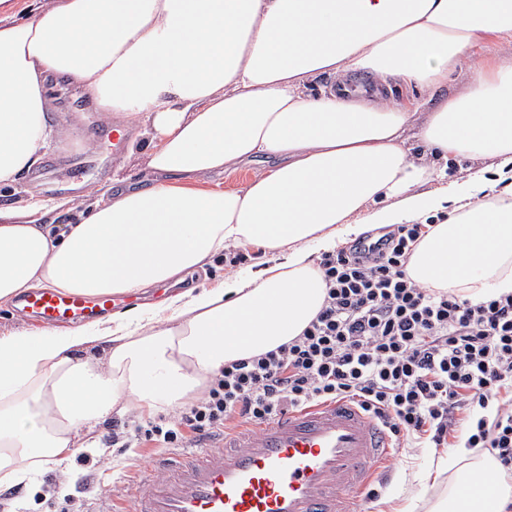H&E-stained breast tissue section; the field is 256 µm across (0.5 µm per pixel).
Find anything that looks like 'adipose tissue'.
Returning <instances> with one entry per match:
<instances>
[{
    "instance_id": "ef3b65f1",
    "label": "adipose tissue",
    "mask_w": 512,
    "mask_h": 512,
    "mask_svg": "<svg viewBox=\"0 0 512 512\" xmlns=\"http://www.w3.org/2000/svg\"><path fill=\"white\" fill-rule=\"evenodd\" d=\"M0 0V190L51 146L45 86L91 99L104 124L148 138L147 186L92 187L66 200L74 221L42 223L57 202L29 194L0 208V305L32 291L138 294L233 245L259 246L253 272L61 332L0 336V480L20 482L91 446L113 412L137 402L173 412L225 364L288 343L326 294L313 255L372 224H422L407 274L472 303L512 292V64L474 62L512 41V0H56L19 18ZM466 67L462 92L428 107L423 91ZM322 76L335 84L319 95ZM419 98L385 99L389 81ZM494 160L497 176H461L413 157ZM270 158L243 185L190 179ZM489 454L452 448L422 480L452 484L433 512H503L507 477Z\"/></svg>"
}]
</instances>
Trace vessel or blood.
I'll use <instances>...</instances> for the list:
<instances>
[{
  "instance_id": "obj_1",
  "label": "vessel or blood",
  "mask_w": 512,
  "mask_h": 512,
  "mask_svg": "<svg viewBox=\"0 0 512 512\" xmlns=\"http://www.w3.org/2000/svg\"><path fill=\"white\" fill-rule=\"evenodd\" d=\"M120 302L38 291L18 309L27 321L67 327ZM391 453L389 436L357 402L328 401L227 433L218 451L157 457L124 499L129 512H364L370 480Z\"/></svg>"
}]
</instances>
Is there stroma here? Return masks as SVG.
Instances as JSON below:
<instances>
[{
  "label": "stroma",
  "mask_w": 512,
  "mask_h": 512,
  "mask_svg": "<svg viewBox=\"0 0 512 512\" xmlns=\"http://www.w3.org/2000/svg\"><path fill=\"white\" fill-rule=\"evenodd\" d=\"M51 96L47 123L54 131L55 145L38 169L22 180L14 194L0 196V207L18 204L32 189L61 200L79 197L91 186H111L116 178L135 183L144 177L142 158L115 152L110 129L100 121L89 99L72 89L52 91ZM244 254V261L233 262L222 256L214 259L206 270L170 281L171 293L218 287L225 275L256 263L262 250L250 246L245 248ZM154 452L151 444L113 448L104 440H97L94 448L82 451L66 464H49L38 470L33 480L25 483L23 498L0 499V512H54L56 504L73 493L75 486L93 469L99 472L100 481L88 487L84 500L90 512H103L107 494L128 485L136 467L145 465ZM439 455L435 448H405L394 452L388 480L377 487L378 497L370 501V508L375 510L380 502L398 503L412 496L418 502L416 512H429L435 499L447 494L448 487L444 484L435 489L426 487L416 476L435 463Z\"/></svg>",
  "instance_id": "35a3bbf8"
}]
</instances>
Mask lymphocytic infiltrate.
Here are the masks:
<instances>
[{
  "label": "lymphocytic infiltrate",
  "mask_w": 512,
  "mask_h": 512,
  "mask_svg": "<svg viewBox=\"0 0 512 512\" xmlns=\"http://www.w3.org/2000/svg\"><path fill=\"white\" fill-rule=\"evenodd\" d=\"M422 236L397 224L371 248L322 256L324 305L277 349L224 367L178 417L135 426L116 419L107 440L183 448L236 420L354 398L396 444L488 451L512 472V293L473 304L408 277Z\"/></svg>",
  "instance_id": "1"
}]
</instances>
